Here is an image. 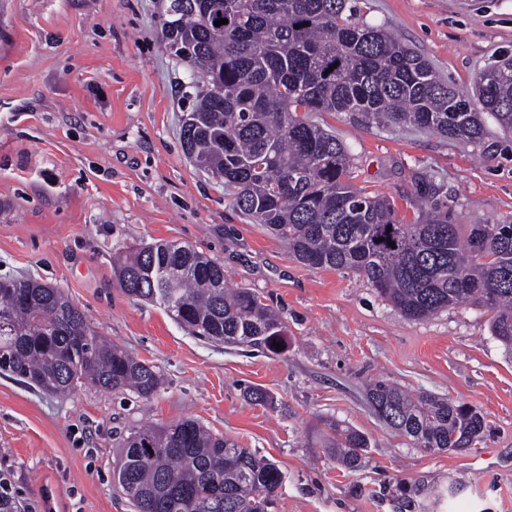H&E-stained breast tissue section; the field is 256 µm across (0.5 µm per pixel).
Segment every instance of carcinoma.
<instances>
[{
    "label": "carcinoma",
    "instance_id": "obj_1",
    "mask_svg": "<svg viewBox=\"0 0 512 512\" xmlns=\"http://www.w3.org/2000/svg\"><path fill=\"white\" fill-rule=\"evenodd\" d=\"M348 2L167 0L161 40L187 64L194 89L181 149L233 189L235 210L282 239L297 262L353 271L413 320L478 307L512 354V223H450L425 176L417 183L424 219L404 222L390 199L350 182L349 149L306 116L355 112L481 142L486 114L512 131V55L477 74V110L422 55L356 21ZM220 19L228 23L214 26ZM117 276L126 296L159 305L200 339L273 354V343L287 347L281 315L250 289L229 287L224 266L190 245L127 249ZM0 372L55 395L88 382L148 400L161 384L156 366L102 339L62 289L34 280L0 281ZM368 399L424 451L483 441L485 417L467 403L413 396L384 380L371 383ZM324 425L336 459L357 469L368 437ZM113 479L137 489L138 512H266L281 483L272 462L190 418L122 440ZM0 512H18L2 478Z\"/></svg>",
    "mask_w": 512,
    "mask_h": 512
}]
</instances>
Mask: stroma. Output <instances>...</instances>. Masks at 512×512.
<instances>
[{"label": "stroma", "mask_w": 512, "mask_h": 512, "mask_svg": "<svg viewBox=\"0 0 512 512\" xmlns=\"http://www.w3.org/2000/svg\"><path fill=\"white\" fill-rule=\"evenodd\" d=\"M448 84L512 52V0H351ZM164 0H0V279L61 288L100 336L156 366L149 405L78 384L58 396L0 373V474L25 512H137L116 488L131 432L190 417L266 457L282 483L269 512H512V356L468 304L404 317L351 271L315 269L230 204L184 155L188 67L160 42ZM352 154L351 182L418 219L419 175L453 223L512 221V137L487 120L488 150L348 112H312ZM189 244L224 266L229 286L279 310L288 347L264 354L208 342L119 288L113 255ZM382 378L477 407L482 443L428 453L375 415ZM270 401H251L247 389ZM364 432L349 471L324 423ZM456 484L454 497L436 489Z\"/></svg>", "instance_id": "stroma-1"}]
</instances>
